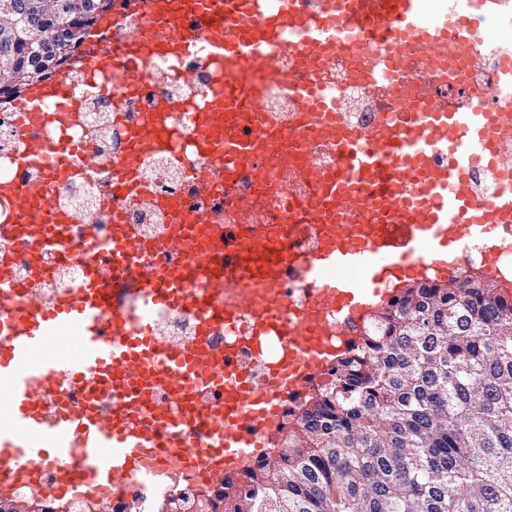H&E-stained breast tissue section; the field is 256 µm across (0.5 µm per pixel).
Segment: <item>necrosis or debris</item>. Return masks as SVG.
Wrapping results in <instances>:
<instances>
[{"instance_id":"necrosis-or-debris-1","label":"necrosis or debris","mask_w":512,"mask_h":512,"mask_svg":"<svg viewBox=\"0 0 512 512\" xmlns=\"http://www.w3.org/2000/svg\"><path fill=\"white\" fill-rule=\"evenodd\" d=\"M494 5L497 16L493 25L479 28L468 52L459 50L450 35L442 36L440 48L433 52L423 45L368 30L344 41L335 54L323 58L313 69H301L290 52L274 53L272 66L286 79L316 82L335 90L337 123L360 133L394 121L396 113L422 111L433 101L451 108L466 107L475 91L481 93L490 111L499 113L501 122L512 124V0H495ZM395 53L408 59L407 68L399 73L385 65L387 57ZM184 70L192 73L191 81L181 79ZM57 74L81 95V109L70 126L45 122L32 126L28 134L76 145L95 161L93 170L65 177L57 186L61 202L75 218L68 227L73 241H80L91 230L100 239H108L117 222L134 225L146 238L162 236L173 218L158 205L161 197L178 199L182 211L220 229L217 251L228 265L239 258L243 227L283 224L287 233L276 246L284 255L279 270L282 298L292 311L308 302L309 282L300 261L316 253L319 235L315 221L303 220L302 214L316 206L317 176L339 172L340 158L333 146L319 140L309 143L303 163H285L268 185L256 177L264 160L230 169L220 158L200 156L193 131L182 114L194 108L200 97L219 91L229 71L221 61L198 52L185 55L177 71L158 62H142L128 70L92 76L80 62L72 60ZM407 85L419 87L422 97L405 98L403 88ZM161 97L169 104L162 115L168 148L146 151L141 169V178L151 192L127 204L121 214H114L108 170L126 153L129 135L141 113L152 111ZM16 101L13 93L0 96V180L21 184L48 180L45 171L17 166L22 145ZM304 109L302 101L268 82L259 109L234 113L230 130L234 138L247 139L256 126L271 128L281 135L272 143V151H283L287 148L285 136L298 129ZM495 149V167L482 163L468 173L479 204L492 197L512 196V131L496 138ZM1 263L8 264L15 278L31 282L34 294L45 302L82 285L80 263L64 264L49 253L14 242L0 240ZM208 341L219 350L233 345L238 369L258 384L267 377L278 351L273 344L234 341L221 328L212 329ZM334 367V362H327L301 389L288 395L270 422L258 425V447L249 450L241 465L227 470V477L238 478L282 447L292 415L315 390L332 383ZM174 494L191 496L196 503L208 498L199 480L184 474L173 460L162 459L154 463L149 478L129 477L101 492L94 501L72 498L68 507L70 512H116L119 505L135 501L140 512H155L159 501Z\"/></svg>"}]
</instances>
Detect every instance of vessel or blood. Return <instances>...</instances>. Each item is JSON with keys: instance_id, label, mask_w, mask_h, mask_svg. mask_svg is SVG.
Masks as SVG:
<instances>
[{"instance_id": "1", "label": "vessel or blood", "mask_w": 512, "mask_h": 512, "mask_svg": "<svg viewBox=\"0 0 512 512\" xmlns=\"http://www.w3.org/2000/svg\"><path fill=\"white\" fill-rule=\"evenodd\" d=\"M358 2L353 14L346 0H321L319 14L311 19L297 0H278L273 16L257 19L243 0H144L148 21L136 43L113 48L117 16L108 13L86 39L83 64L108 73L148 58L175 62L197 45L223 58L232 69L224 93L204 98L186 119L201 155L221 156L228 166L269 157L261 173L267 181L283 162L282 155L270 152L271 131L246 140L225 135L231 103L258 104L248 68L269 65L272 52L292 51L302 69H311L368 26L417 40L427 39L433 27L424 0H387L382 14L375 13L371 0ZM469 6L470 15L443 23L463 47L471 43L486 4L470 0ZM192 19L198 31L189 29ZM287 90L307 106L299 145L316 137L334 146L343 160L338 175L320 179V196L332 213L361 216L356 224L336 223L332 213L321 217V248L303 263L313 295L292 317L278 301V264L266 249L268 241L283 236L282 225L243 232L236 264L213 259L197 265L194 257L220 234L203 220H189L176 201L162 203L175 216L168 237L144 239L132 225L116 224L107 243L91 233L77 246L65 232L73 216L56 203L50 184L21 188L0 182V196L12 200L16 213L14 223L0 224L1 238L60 260L101 249L108 254L106 266L84 265L78 291L30 307L19 302L28 293L26 283L0 267V387L8 392L9 416L8 424L0 423L1 500L24 488L37 490L47 502H64L79 490L92 495L149 457L177 459L204 484H220L228 464L253 447L252 424L274 415L289 393L329 361L332 350L323 336L329 315L356 318L409 285L447 280L449 255L472 239L483 242V277L497 280L501 256L512 249L498 232L512 222V198L485 201L471 221L463 219L472 202L467 172L490 149L487 133L496 125L480 97L463 110L432 103L421 112H402L394 126L363 134L331 120L336 99L325 88L291 83ZM80 106L64 78L39 82L18 104L19 127L40 122L46 112L56 124L68 125ZM437 145L447 146V165L433 163L430 149ZM166 147L159 113H142L124 159L112 171L114 210L145 192L137 180L143 149ZM20 165L57 175L89 167L90 156L68 144L29 139ZM372 180L409 216L398 233L370 217L358 188ZM185 223L190 232H182ZM167 252L181 254L183 264L145 269L146 260ZM233 279L248 289L228 305L220 294ZM171 309L191 313L200 337L170 344L155 336V317ZM244 313L250 317L247 338L271 336L282 349L258 386L236 367L232 352L216 350L206 339L212 328H235ZM161 389L169 392L171 405L156 402ZM49 392L50 403L44 399ZM106 394L114 401L107 415L99 406ZM200 433L207 438L201 447L194 442Z\"/></svg>"}]
</instances>
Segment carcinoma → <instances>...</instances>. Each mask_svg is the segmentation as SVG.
<instances>
[{
  "instance_id": "obj_1",
  "label": "carcinoma",
  "mask_w": 512,
  "mask_h": 512,
  "mask_svg": "<svg viewBox=\"0 0 512 512\" xmlns=\"http://www.w3.org/2000/svg\"><path fill=\"white\" fill-rule=\"evenodd\" d=\"M112 0H0V92L47 80ZM411 285L337 356L286 446L210 494L214 512H512V296Z\"/></svg>"
}]
</instances>
